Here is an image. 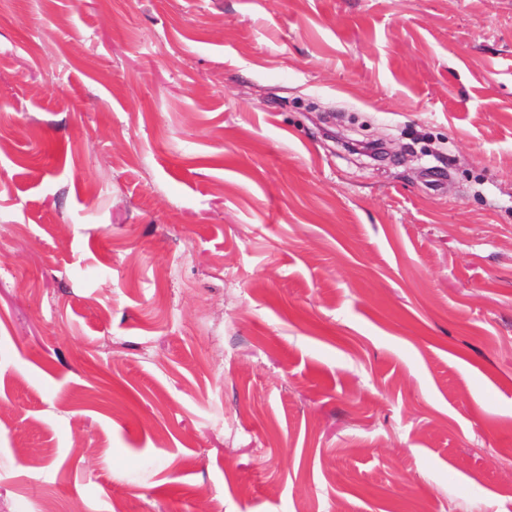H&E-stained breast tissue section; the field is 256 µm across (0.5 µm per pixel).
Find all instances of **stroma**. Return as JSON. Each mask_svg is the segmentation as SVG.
<instances>
[{"instance_id": "obj_1", "label": "stroma", "mask_w": 512, "mask_h": 512, "mask_svg": "<svg viewBox=\"0 0 512 512\" xmlns=\"http://www.w3.org/2000/svg\"><path fill=\"white\" fill-rule=\"evenodd\" d=\"M117 503L512 512V0L0 8V512Z\"/></svg>"}]
</instances>
